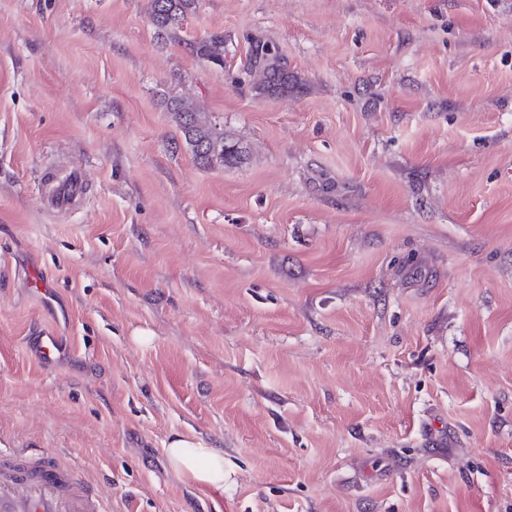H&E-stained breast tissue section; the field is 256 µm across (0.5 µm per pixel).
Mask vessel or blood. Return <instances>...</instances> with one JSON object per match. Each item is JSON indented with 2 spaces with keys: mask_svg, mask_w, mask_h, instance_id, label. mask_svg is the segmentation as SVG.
<instances>
[{
  "mask_svg": "<svg viewBox=\"0 0 512 512\" xmlns=\"http://www.w3.org/2000/svg\"><path fill=\"white\" fill-rule=\"evenodd\" d=\"M87 190L77 174L57 183L49 202L60 209L78 204ZM0 512H104L98 491L78 467L52 453L0 449Z\"/></svg>",
  "mask_w": 512,
  "mask_h": 512,
  "instance_id": "1",
  "label": "vessel or blood"
}]
</instances>
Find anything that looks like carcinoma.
Here are the masks:
<instances>
[{
    "instance_id": "carcinoma-1",
    "label": "carcinoma",
    "mask_w": 512,
    "mask_h": 512,
    "mask_svg": "<svg viewBox=\"0 0 512 512\" xmlns=\"http://www.w3.org/2000/svg\"><path fill=\"white\" fill-rule=\"evenodd\" d=\"M196 8L197 0H150V21L157 37L178 38V31ZM190 49L201 58L224 65V36L221 34L194 42ZM269 54L270 50H265L260 54V60L254 62V67L262 73L254 83L255 91L260 95L281 98L300 93L303 85L297 77L278 63L268 61ZM169 110L175 114L184 143L199 164L209 166L215 161L231 164L240 159L242 150L239 144L216 134L191 104L173 101Z\"/></svg>"
}]
</instances>
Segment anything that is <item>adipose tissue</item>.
Listing matches in <instances>:
<instances>
[{"label": "adipose tissue", "mask_w": 512, "mask_h": 512, "mask_svg": "<svg viewBox=\"0 0 512 512\" xmlns=\"http://www.w3.org/2000/svg\"><path fill=\"white\" fill-rule=\"evenodd\" d=\"M165 456L172 470L185 481L206 490H224V452L202 439L176 434L169 438Z\"/></svg>", "instance_id": "obj_1"}]
</instances>
